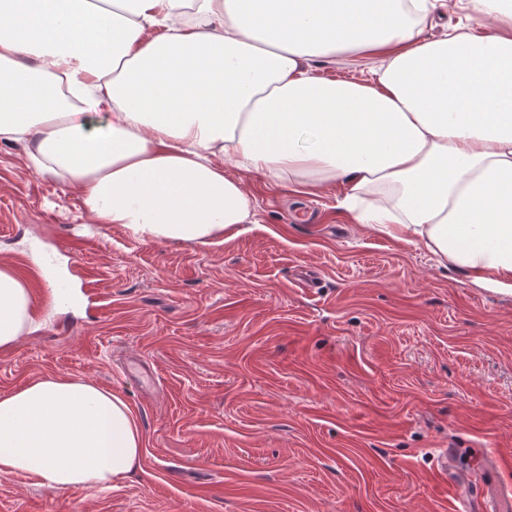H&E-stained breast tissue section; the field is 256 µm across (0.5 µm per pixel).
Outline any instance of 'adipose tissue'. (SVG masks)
Here are the masks:
<instances>
[{"label": "adipose tissue", "mask_w": 512, "mask_h": 512, "mask_svg": "<svg viewBox=\"0 0 512 512\" xmlns=\"http://www.w3.org/2000/svg\"><path fill=\"white\" fill-rule=\"evenodd\" d=\"M478 2L495 34L431 39L444 0H0V140L144 242L253 223L244 171L343 187L353 223L512 294V10ZM341 51L371 79L312 75ZM38 327L0 264V350ZM142 453L130 406L84 380L0 397L1 475L107 489Z\"/></svg>", "instance_id": "ef3b65f1"}]
</instances>
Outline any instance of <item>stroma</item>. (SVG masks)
Here are the masks:
<instances>
[{"instance_id":"stroma-1","label":"stroma","mask_w":512,"mask_h":512,"mask_svg":"<svg viewBox=\"0 0 512 512\" xmlns=\"http://www.w3.org/2000/svg\"><path fill=\"white\" fill-rule=\"evenodd\" d=\"M455 27L484 33L472 0L426 34ZM29 151L0 141V263L42 327L0 350V396L85 379L144 449L108 490L0 475V512H454L441 483L481 465L512 489V295L351 223L338 187L254 174L223 243L142 242Z\"/></svg>"}]
</instances>
